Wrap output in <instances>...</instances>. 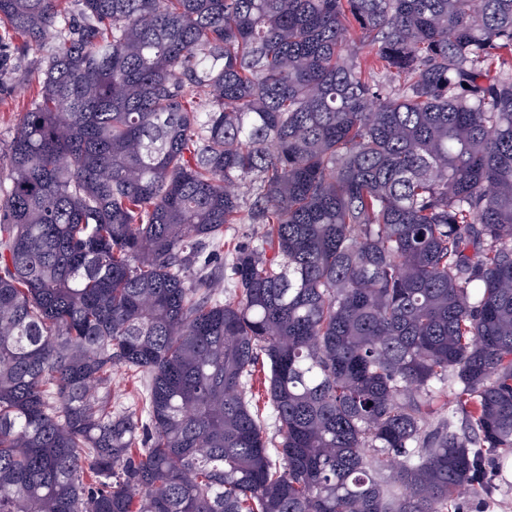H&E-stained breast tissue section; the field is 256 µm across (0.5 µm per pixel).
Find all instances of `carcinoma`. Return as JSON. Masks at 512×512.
Here are the masks:
<instances>
[{"label": "carcinoma", "instance_id": "carcinoma-1", "mask_svg": "<svg viewBox=\"0 0 512 512\" xmlns=\"http://www.w3.org/2000/svg\"><path fill=\"white\" fill-rule=\"evenodd\" d=\"M77 2L0 152V512H463L512 454V0ZM61 19L0 0V71ZM226 224L273 257L224 300ZM262 230L253 224H226L224 226V241H242L250 246L261 248ZM263 377V371L256 372V374L253 376V403L258 405L259 414H262L265 420V432L266 436L271 442L270 448H274V445H277V442L279 441V437L276 434V430L273 424L271 408L269 404H267V400L264 397L262 391L263 387L261 388V386H263L261 384V382H263Z\"/></svg>", "mask_w": 512, "mask_h": 512}]
</instances>
